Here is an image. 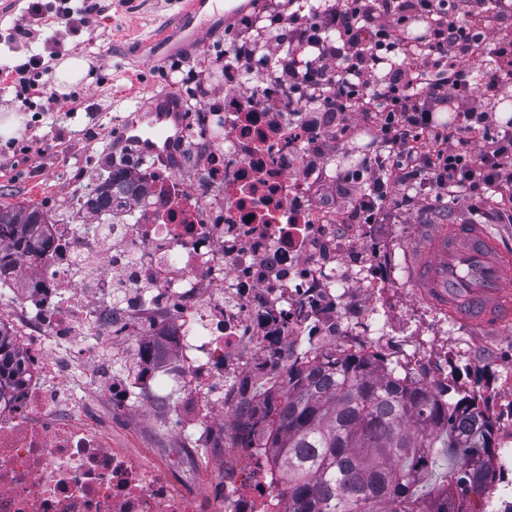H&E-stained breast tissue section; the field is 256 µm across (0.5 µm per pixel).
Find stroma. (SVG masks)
Here are the masks:
<instances>
[{
    "mask_svg": "<svg viewBox=\"0 0 512 512\" xmlns=\"http://www.w3.org/2000/svg\"><path fill=\"white\" fill-rule=\"evenodd\" d=\"M32 0H0V69L25 62L29 54H42L49 65L69 57L84 60V76L68 89H60L55 74L45 75L46 95L23 105L9 78L0 79V205H34L51 210L59 224L81 220L73 203L107 176L114 165L131 169L139 157L116 144L123 117L161 93L178 92L191 98H214L224 93V48L235 21L217 17L214 31L195 47L175 51L163 48L158 36L179 19L184 0H97L92 28L66 30L55 16L32 23L29 35L17 36L12 25ZM60 31L61 44L48 43ZM351 141L331 143L327 154L337 163L355 162L360 149L376 145V133L361 115L351 117ZM33 145L30 153L14 148V141ZM477 217L465 194L419 201L409 213H389L372 225L362 243L379 266L390 256L405 259L412 237L421 224H455ZM393 335L435 331V350L448 356V382L458 391L486 400L500 423L497 442H504L512 425L502 421L512 409V325L499 332L468 329L426 304L407 281H399L385 306ZM95 383L72 379L79 406L102 407L110 414L118 438L135 445L139 433H149L153 447H165L181 429L172 406L181 397L172 388L154 414L137 405H113L97 384L104 377L120 378L131 371L127 361L110 359L91 366Z\"/></svg>",
    "mask_w": 512,
    "mask_h": 512,
    "instance_id": "1",
    "label": "stroma"
}]
</instances>
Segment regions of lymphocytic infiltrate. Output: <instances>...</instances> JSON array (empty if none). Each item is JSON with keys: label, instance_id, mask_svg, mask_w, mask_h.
Masks as SVG:
<instances>
[{"label": "lymphocytic infiltrate", "instance_id": "lymphocytic-infiltrate-1", "mask_svg": "<svg viewBox=\"0 0 512 512\" xmlns=\"http://www.w3.org/2000/svg\"><path fill=\"white\" fill-rule=\"evenodd\" d=\"M446 0H327L324 23L302 27L299 44L314 47L307 58L309 80L329 86L325 108L350 117L360 100L381 112L375 129L388 146L392 170L370 169L345 207L346 216L359 210L377 215L405 210L415 199L387 193L390 176L401 184L428 180L436 197L466 193L474 206L494 200L490 214L500 224H512V120L486 132L485 149L473 156L470 128L486 127L487 105L499 88L512 84V72L492 70L482 91L466 92L470 69L467 48L476 42L494 53L512 54V42L494 36L485 26L449 22ZM426 23L421 50L414 63H396L406 46L412 20ZM344 68L345 78L328 73ZM453 114L448 126L436 118L441 108Z\"/></svg>", "mask_w": 512, "mask_h": 512}]
</instances>
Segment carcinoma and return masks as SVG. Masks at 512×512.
I'll use <instances>...</instances> for the list:
<instances>
[{"label": "carcinoma", "instance_id": "1", "mask_svg": "<svg viewBox=\"0 0 512 512\" xmlns=\"http://www.w3.org/2000/svg\"><path fill=\"white\" fill-rule=\"evenodd\" d=\"M145 192L133 174H108L82 207L113 216ZM44 211L1 206L0 278L47 249ZM0 321V391L24 371ZM496 424L477 394L452 397L388 369L375 356L315 354L294 363L246 442L285 476L275 512H483Z\"/></svg>", "mask_w": 512, "mask_h": 512}]
</instances>
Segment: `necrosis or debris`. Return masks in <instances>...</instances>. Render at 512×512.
Here are the masks:
<instances>
[{
    "label": "necrosis or debris",
    "instance_id": "1",
    "mask_svg": "<svg viewBox=\"0 0 512 512\" xmlns=\"http://www.w3.org/2000/svg\"><path fill=\"white\" fill-rule=\"evenodd\" d=\"M277 28L243 27L224 59V95L212 102L177 99L202 113L208 146L197 177L171 168L197 146L194 130L173 127L164 154L138 175L146 193L137 217L124 224H52L40 263L18 266L25 298L0 288V319L29 367L22 389L0 398V512H269L281 480L269 479L264 457L244 441L263 407L257 387L274 390L289 365L310 353L372 354L409 377L431 383L432 353L390 335L383 307L398 264L380 275L359 247L370 215L353 220L322 187L386 159L365 153L344 168L305 167L309 145L293 113L281 110L280 134L258 143L267 115L244 120L251 100H277L282 78L261 53ZM254 47L250 71L235 55ZM251 112V111H250ZM128 241L139 261V283L128 303L74 296L76 315L59 313L60 287L80 288L78 270L102 277L124 266L125 253L104 238ZM370 308L354 311L352 295ZM134 353H127V343ZM133 369L113 400L163 399L168 385L182 398L176 417L203 428L204 441L229 437L219 473L193 468V447L149 459L146 449L124 448L110 427L59 401L58 386L78 370L95 345Z\"/></svg>",
    "mask_w": 512,
    "mask_h": 512
}]
</instances>
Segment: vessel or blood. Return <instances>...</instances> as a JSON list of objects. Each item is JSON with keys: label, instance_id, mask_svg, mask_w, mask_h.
<instances>
[{"label": "vessel or blood", "instance_id": "b4317fda", "mask_svg": "<svg viewBox=\"0 0 512 512\" xmlns=\"http://www.w3.org/2000/svg\"><path fill=\"white\" fill-rule=\"evenodd\" d=\"M408 278L433 306L494 331L512 321V253L486 225L432 224L412 242Z\"/></svg>", "mask_w": 512, "mask_h": 512}]
</instances>
